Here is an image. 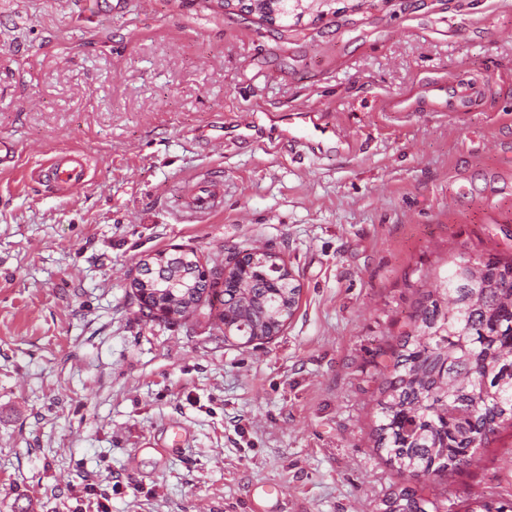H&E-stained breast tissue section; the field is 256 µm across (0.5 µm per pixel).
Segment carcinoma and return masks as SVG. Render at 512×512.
I'll return each instance as SVG.
<instances>
[{
    "label": "carcinoma",
    "instance_id": "obj_1",
    "mask_svg": "<svg viewBox=\"0 0 512 512\" xmlns=\"http://www.w3.org/2000/svg\"><path fill=\"white\" fill-rule=\"evenodd\" d=\"M333 0H259L256 15L283 22L321 17ZM435 288L422 292L410 331L397 339L390 374L376 400L374 447L415 481L451 474L471 464L478 448L505 424L512 425V257L486 251L471 261L448 259L434 269ZM161 298L185 295L218 306L224 339L249 344L271 339L270 325L288 320L299 289L262 268L226 280L221 289L201 275L181 277L175 267L159 284ZM437 497L400 488L387 512H444ZM469 512H507L481 496Z\"/></svg>",
    "mask_w": 512,
    "mask_h": 512
}]
</instances>
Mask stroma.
Masks as SVG:
<instances>
[{"label":"stroma","mask_w":512,"mask_h":512,"mask_svg":"<svg viewBox=\"0 0 512 512\" xmlns=\"http://www.w3.org/2000/svg\"><path fill=\"white\" fill-rule=\"evenodd\" d=\"M0 0V512H385L410 482L371 431L424 275L450 255H512V0H335L270 26L219 0ZM478 95L456 119L428 86ZM407 98L413 112H390ZM354 140L316 156L243 140L298 105ZM82 154L86 184L34 180ZM224 207L183 221L191 187ZM263 247L300 287L283 331L225 339L209 308L142 317L143 260ZM177 426L174 452L139 451ZM447 512L512 503V428L424 485Z\"/></svg>","instance_id":"stroma-1"}]
</instances>
